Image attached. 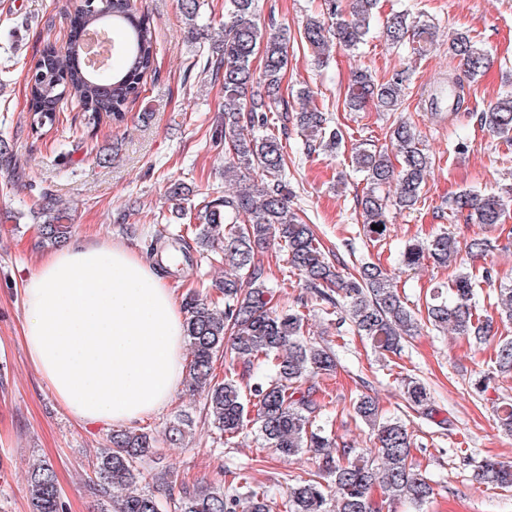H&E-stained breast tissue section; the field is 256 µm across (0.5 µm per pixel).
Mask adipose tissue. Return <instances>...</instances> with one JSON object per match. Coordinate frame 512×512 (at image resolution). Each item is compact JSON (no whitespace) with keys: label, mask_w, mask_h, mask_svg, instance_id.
Here are the masks:
<instances>
[{"label":"adipose tissue","mask_w":512,"mask_h":512,"mask_svg":"<svg viewBox=\"0 0 512 512\" xmlns=\"http://www.w3.org/2000/svg\"><path fill=\"white\" fill-rule=\"evenodd\" d=\"M23 294L30 360L81 422L132 424L180 389L183 312L158 266L133 250L74 240L41 259Z\"/></svg>","instance_id":"obj_1"}]
</instances>
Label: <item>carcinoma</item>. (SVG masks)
<instances>
[{
    "instance_id": "1",
    "label": "carcinoma",
    "mask_w": 512,
    "mask_h": 512,
    "mask_svg": "<svg viewBox=\"0 0 512 512\" xmlns=\"http://www.w3.org/2000/svg\"><path fill=\"white\" fill-rule=\"evenodd\" d=\"M378 0H324L321 12L307 16L299 30L301 41L321 56L336 44L355 51L372 32ZM257 0H229L222 28L211 36V52L204 66L224 88V124L218 135L224 145V174L233 183L197 209L195 244L183 236L159 234L148 245L150 255L165 273L167 256L181 255L193 262L195 248L215 250L226 267L216 288L224 300L217 311L191 291L183 299L185 333L190 360L184 382L189 390L204 396L211 424L229 440L255 429L264 448L284 458L309 456L314 468L288 484L281 496V512H393L397 504L410 512H422L435 496L433 479L414 467L413 434L408 424L387 416L377 400L361 393L351 401L353 418L373 436L372 448L339 444L329 430L325 395L317 382L336 370V350L306 336L312 307L326 318L336 317L337 335L345 327L365 337L374 353L385 357L402 352V342L419 328L418 315L437 329L450 330L475 344H483L494 331V320L512 324V283L497 288L494 314L480 309V284L493 285L490 268L474 273L461 257L466 249L471 259L493 250L486 238L475 237L460 247L447 233L420 243L408 242L401 252L407 271L431 262L439 267L458 266V273L443 290L434 288L425 296L423 309L411 308L400 295L394 278L373 262H361L343 276L327 259L326 247L317 225L309 224L292 207L286 185L288 169V105L282 93L289 60L288 29L274 22L259 25ZM198 0H181L184 25L189 34L204 35L209 25L201 23ZM112 27L123 32L119 46L123 63L112 70V80L100 81L81 63L87 30L99 26L85 4L75 8L66 47L49 44L43 50L42 78L27 84L30 128L37 135L59 120L60 104L77 103L85 125L96 128L103 120L120 121L129 101L143 92L144 79L153 71L158 55L155 29L135 8L133 0H109ZM416 37L414 51L421 54L435 31L409 11L391 14L382 25V35L392 45L402 43L408 33ZM261 56L262 72L256 74L253 60ZM448 57L472 80L490 66V53L467 31L448 38ZM409 69H396L376 80L365 70L353 74L344 95V106L353 112L373 103L381 111L395 112L405 96ZM440 89L447 92L448 111L463 109L461 80L453 71ZM301 100L295 122L303 136L306 154L333 155L344 139L332 127L324 108L313 101L310 89L297 91ZM46 122L40 123L39 117ZM481 128L507 142L512 141V93L499 98L478 114ZM391 150L358 146L353 155L355 170L363 174L365 191L357 200L363 217L362 230L371 242L389 231L387 210L394 205L412 210L421 199L434 161L421 143L416 127L399 120L386 133ZM399 166H394L390 155ZM259 172L261 187L250 183L247 174ZM190 189L173 183L169 188L175 212L185 215ZM449 216L466 224L494 226L512 214V186L499 193L482 194L462 190L445 201ZM37 219L39 244L56 247L72 236L73 224L67 208L45 194L30 208ZM383 226L374 230L372 225ZM273 242L286 264L303 277L310 302L280 309L272 305L273 291L266 286L264 268L255 248ZM230 357L231 365L218 379L215 364ZM242 372H236V366ZM270 373L243 383L260 366ZM494 367L503 377L512 376V336L499 337ZM407 408L424 416L442 431L452 421L436 403L430 388L412 376L398 379ZM498 427L512 435V403L501 401L496 408ZM191 431V420L180 415L164 430V440L182 447ZM109 445L95 456L96 483L93 494L98 512H273V487L254 483L245 473L223 469L215 481L201 484L180 480L160 463L146 468L156 455V437L138 429L114 430ZM476 480L492 489L512 490V465L485 458L475 465ZM153 485L164 492L160 498L146 489ZM30 512H66L56 474L44 461L26 473Z\"/></svg>"
}]
</instances>
